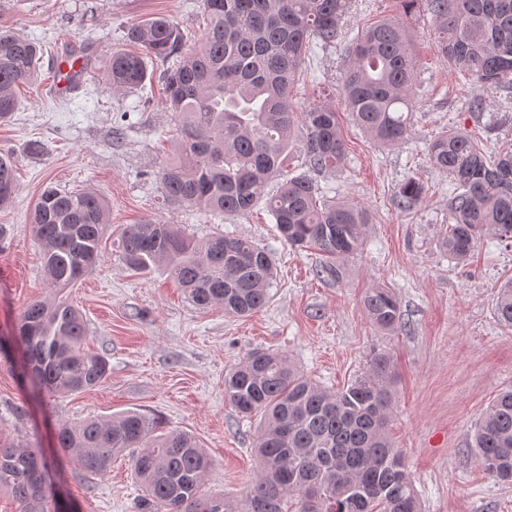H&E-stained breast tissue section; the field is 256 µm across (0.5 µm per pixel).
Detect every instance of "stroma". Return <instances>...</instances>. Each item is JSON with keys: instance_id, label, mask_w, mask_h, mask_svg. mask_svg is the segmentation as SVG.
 I'll return each mask as SVG.
<instances>
[{"instance_id": "1", "label": "stroma", "mask_w": 512, "mask_h": 512, "mask_svg": "<svg viewBox=\"0 0 512 512\" xmlns=\"http://www.w3.org/2000/svg\"><path fill=\"white\" fill-rule=\"evenodd\" d=\"M155 16L170 18L188 46L206 31L202 0H0V29L41 41L39 79L20 86L18 107L0 121V152L17 161V192L0 207V442L39 449L46 481L76 512H137L140 487L131 457L99 476L86 475L56 446L61 423L109 418L129 410L154 417L160 431L195 436L214 460L205 487L241 501L258 473L257 421L224 399V374L254 350L284 354L328 390L368 370L375 352L394 356L396 383L390 434L404 456L422 512H512V485L478 465L469 445L474 425L496 395L512 388V327L496 317L499 286L512 279V246L482 236L470 260L450 259L441 238L451 219L448 175L429 164L425 142L461 129L495 151L512 144V94L487 91L444 62L436 22L425 6L403 13L397 0H350L343 39L313 49L292 92L297 112L336 109L346 146L343 167L318 176L327 199L359 204L372 215L360 252L342 264L340 280L316 275L321 257L292 250L264 203L224 220L162 203L158 173L177 158L176 115L164 106L165 63L150 61L152 80L127 94L101 80L107 48L130 49L127 30ZM399 17L417 61L410 134L392 146L374 144L355 126L341 84L349 64L346 40L366 24ZM83 58L78 92L55 98L51 80L64 58ZM484 101L467 111L468 98ZM44 151L29 154V141ZM416 178L425 192L417 207L395 203L399 185ZM95 188L112 223L101 260L63 295L82 313L87 347L107 358L110 375L99 388L52 395L26 378L15 325L23 307L55 294L39 261L29 216L46 186ZM148 219L203 239L215 233L251 239L277 268L270 299L246 318L189 303L163 268L136 274L119 262L128 224ZM384 284L396 293L402 328L375 329L361 304L364 291Z\"/></svg>"}]
</instances>
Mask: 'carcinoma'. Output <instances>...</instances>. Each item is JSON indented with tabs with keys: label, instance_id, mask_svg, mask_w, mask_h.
<instances>
[{
	"label": "carcinoma",
	"instance_id": "cac0c4a2",
	"mask_svg": "<svg viewBox=\"0 0 512 512\" xmlns=\"http://www.w3.org/2000/svg\"><path fill=\"white\" fill-rule=\"evenodd\" d=\"M425 2L441 33L439 53L486 90L512 88V0H397L404 13ZM349 0H203L209 24L203 42L184 51V35L156 16L128 31L132 52L106 61L113 92L141 87L147 60L176 65L164 74L165 106L177 114L181 159L162 168L167 205L195 207L215 218L247 213L264 184L279 174L294 141L307 171L286 179L265 201L282 239L315 249L327 262L317 275L338 276L336 262L363 248L369 211L323 199L313 174L338 170L346 157L336 110L294 111L291 90L313 44L336 45ZM343 92L356 125L375 143L395 145L410 132L416 85L412 39L400 20L381 19L348 46ZM40 44L0 30V121L17 109V89L38 79ZM430 164L448 174L452 224L442 247L458 262L491 234L512 244V150L487 154L476 137L442 131L426 143ZM16 165L0 156V206L16 191ZM423 194L413 179L402 183L397 205L412 210ZM30 224L50 285L76 284L101 257L110 227L105 199L93 189L46 187ZM119 260L135 273L162 264L189 302L247 317L269 301L276 274L268 251L243 237L216 234L201 241L176 225L144 221L126 226ZM362 306L380 331L401 328L400 306L385 285L368 289ZM495 311L512 325V280L499 289ZM18 337L28 378L50 393L75 394L101 386L109 363L84 348L86 325L65 299L33 301L22 310ZM391 358L375 354L368 371L346 387L317 385L288 358L256 350L224 375V399L244 415L262 416L256 451L260 467L238 503L203 492L212 462L183 433H157L138 411L110 420L63 423L58 447L75 454L81 470L102 474L125 453L133 455L143 497L138 512H422L404 461L388 436L392 414ZM473 448L490 476L512 482V391L497 395L475 424ZM46 464L32 448L0 444V490L21 512H45Z\"/></svg>",
	"mask_w": 512,
	"mask_h": 512
}]
</instances>
